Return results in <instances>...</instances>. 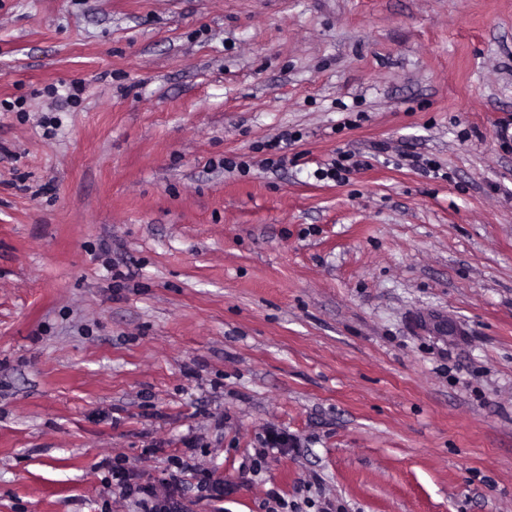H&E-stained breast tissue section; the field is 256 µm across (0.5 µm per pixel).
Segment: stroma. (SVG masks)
I'll return each mask as SVG.
<instances>
[{
	"label": "stroma",
	"mask_w": 512,
	"mask_h": 512,
	"mask_svg": "<svg viewBox=\"0 0 512 512\" xmlns=\"http://www.w3.org/2000/svg\"><path fill=\"white\" fill-rule=\"evenodd\" d=\"M174 457L189 512H512V0H0V512ZM355 153L351 152H339L335 159L332 160L331 163L325 165L324 168H320L319 174L322 179L330 178L336 181H344L349 179V175L354 171H357L360 167L364 166L367 163L363 161H352L353 157H355ZM317 170V171H318ZM288 432L276 428L268 429L261 441V447L255 451L256 464L251 465L254 474H259L265 467L267 459L275 453H284L288 446Z\"/></svg>",
	"instance_id": "1"
}]
</instances>
